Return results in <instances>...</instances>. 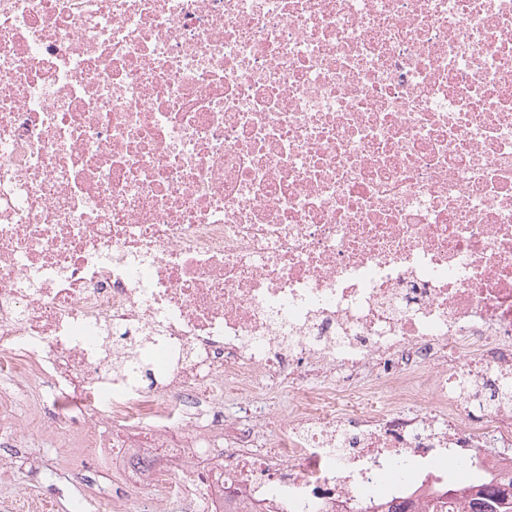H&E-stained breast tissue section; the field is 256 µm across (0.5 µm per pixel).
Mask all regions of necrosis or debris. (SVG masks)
<instances>
[{
	"label": "necrosis or debris",
	"mask_w": 512,
	"mask_h": 512,
	"mask_svg": "<svg viewBox=\"0 0 512 512\" xmlns=\"http://www.w3.org/2000/svg\"><path fill=\"white\" fill-rule=\"evenodd\" d=\"M44 411L162 492L100 512L511 484L512 0H0V442Z\"/></svg>",
	"instance_id": "obj_1"
}]
</instances>
